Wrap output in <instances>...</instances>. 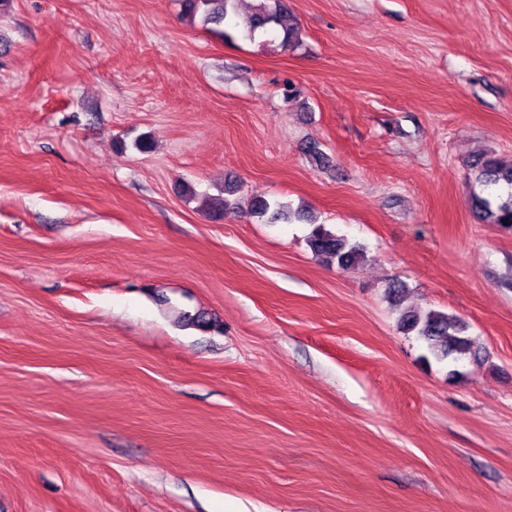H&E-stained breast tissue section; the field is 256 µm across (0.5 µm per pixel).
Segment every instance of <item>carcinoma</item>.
<instances>
[{"mask_svg": "<svg viewBox=\"0 0 512 512\" xmlns=\"http://www.w3.org/2000/svg\"><path fill=\"white\" fill-rule=\"evenodd\" d=\"M190 15L200 16L205 25L229 23L242 29L243 36L253 38L259 31L268 33L276 28L283 32L282 46L295 47L300 42L299 30L284 23L288 15V0H262L245 17L237 13V0H184ZM475 183L481 193L470 198L471 208L484 224H497L512 230V163L506 165L492 155H480L471 163ZM248 213L268 224L290 222L300 216L289 203L269 202L263 197L250 201ZM312 252L328 264L349 268L365 259L364 249L348 239L316 225L308 239ZM399 328L422 340L428 351L439 361H461L474 358V344L468 335L469 325L462 319L439 311L421 313L405 310Z\"/></svg>", "mask_w": 512, "mask_h": 512, "instance_id": "carcinoma-1", "label": "carcinoma"}]
</instances>
